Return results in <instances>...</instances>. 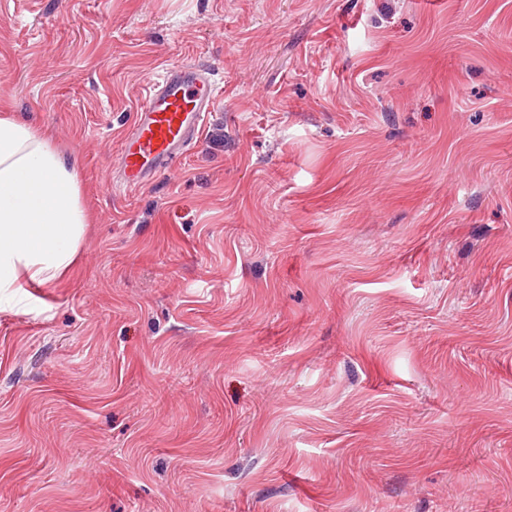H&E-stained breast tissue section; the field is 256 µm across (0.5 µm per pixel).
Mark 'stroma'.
<instances>
[{
    "label": "stroma",
    "mask_w": 512,
    "mask_h": 512,
    "mask_svg": "<svg viewBox=\"0 0 512 512\" xmlns=\"http://www.w3.org/2000/svg\"><path fill=\"white\" fill-rule=\"evenodd\" d=\"M0 106L92 215L0 305V512H512V0H0ZM222 83L218 69L195 62L167 66L149 81L118 149L119 185L137 190L177 170L199 143L206 116L222 108Z\"/></svg>",
    "instance_id": "stroma-1"
}]
</instances>
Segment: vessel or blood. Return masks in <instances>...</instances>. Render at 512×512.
<instances>
[{"mask_svg": "<svg viewBox=\"0 0 512 512\" xmlns=\"http://www.w3.org/2000/svg\"><path fill=\"white\" fill-rule=\"evenodd\" d=\"M222 106L218 69L195 62L165 67L148 82L120 143V186L135 190L156 175L177 170L198 144L206 116Z\"/></svg>", "mask_w": 512, "mask_h": 512, "instance_id": "obj_1", "label": "vessel or blood"}]
</instances>
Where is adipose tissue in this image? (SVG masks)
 <instances>
[{"label": "adipose tissue", "mask_w": 512, "mask_h": 512, "mask_svg": "<svg viewBox=\"0 0 512 512\" xmlns=\"http://www.w3.org/2000/svg\"><path fill=\"white\" fill-rule=\"evenodd\" d=\"M90 221L75 166L45 131L1 112L0 292L66 280Z\"/></svg>", "instance_id": "obj_1"}]
</instances>
